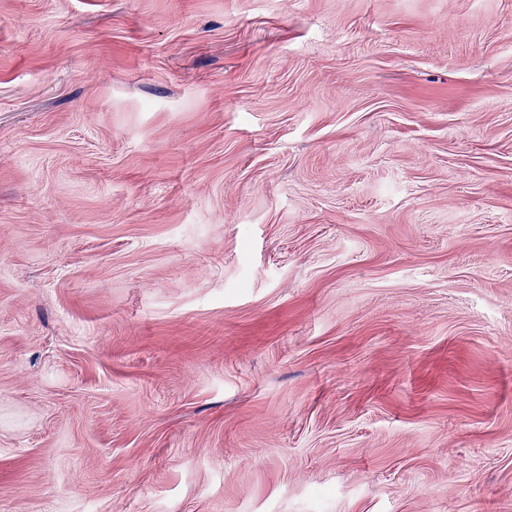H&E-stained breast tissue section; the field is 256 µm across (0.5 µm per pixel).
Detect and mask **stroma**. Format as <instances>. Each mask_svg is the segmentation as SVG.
Here are the masks:
<instances>
[{"instance_id":"35a3bbf8","label":"stroma","mask_w":512,"mask_h":512,"mask_svg":"<svg viewBox=\"0 0 512 512\" xmlns=\"http://www.w3.org/2000/svg\"><path fill=\"white\" fill-rule=\"evenodd\" d=\"M0 512H512V0H0Z\"/></svg>"}]
</instances>
